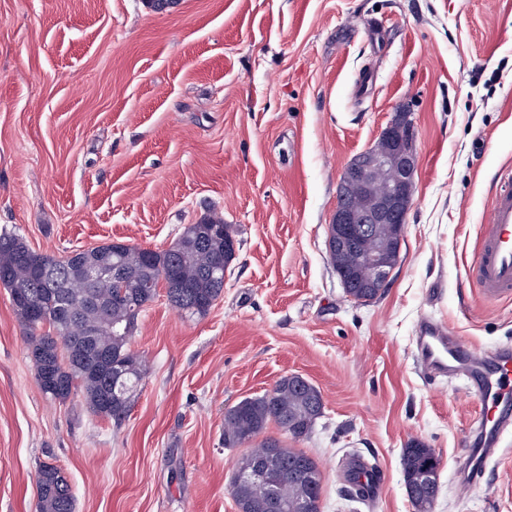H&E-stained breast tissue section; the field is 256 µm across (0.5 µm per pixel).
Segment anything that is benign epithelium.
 Segmentation results:
<instances>
[{
  "instance_id": "benign-epithelium-1",
  "label": "benign epithelium",
  "mask_w": 512,
  "mask_h": 512,
  "mask_svg": "<svg viewBox=\"0 0 512 512\" xmlns=\"http://www.w3.org/2000/svg\"><path fill=\"white\" fill-rule=\"evenodd\" d=\"M414 139L409 113L398 112L381 132L377 146L346 167L328 225L327 248L351 246L354 239L371 236L375 224H388L393 238H403L415 187ZM362 262L361 277L369 287L388 282L393 267L382 254L369 253ZM119 275V263L97 255L86 263L79 279L86 284Z\"/></svg>"
}]
</instances>
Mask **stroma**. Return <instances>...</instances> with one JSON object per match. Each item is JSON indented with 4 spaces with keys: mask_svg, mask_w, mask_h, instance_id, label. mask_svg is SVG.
Here are the masks:
<instances>
[{
    "mask_svg": "<svg viewBox=\"0 0 512 512\" xmlns=\"http://www.w3.org/2000/svg\"><path fill=\"white\" fill-rule=\"evenodd\" d=\"M417 172L398 263L369 303L327 249L346 166L398 111ZM512 166V0H0V233L62 256L112 241L155 251L209 215L237 239L202 316L158 291L129 342L140 391L121 423L36 381L0 287V512H36L61 468L74 512H236L243 451L224 410L297 374L323 413L299 448L321 512H414L413 439L441 461L434 512H512L508 455L457 488L480 404L414 358L431 318L476 351L512 340V298L469 279L495 171ZM380 487L349 501L346 464Z\"/></svg>",
    "mask_w": 512,
    "mask_h": 512,
    "instance_id": "stroma-1",
    "label": "stroma"
}]
</instances>
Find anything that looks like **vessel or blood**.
Listing matches in <instances>:
<instances>
[{
  "label": "vessel or blood",
  "instance_id": "b4317fda",
  "mask_svg": "<svg viewBox=\"0 0 512 512\" xmlns=\"http://www.w3.org/2000/svg\"><path fill=\"white\" fill-rule=\"evenodd\" d=\"M472 277L484 298L512 296V167L497 173ZM416 357L433 374L453 373L466 365L467 388L482 405L476 431L483 439L482 447L468 449L467 456L476 472L489 471L500 453V434L512 422V342L478 353L452 339L447 326L426 320L418 332Z\"/></svg>",
  "mask_w": 512,
  "mask_h": 512
}]
</instances>
